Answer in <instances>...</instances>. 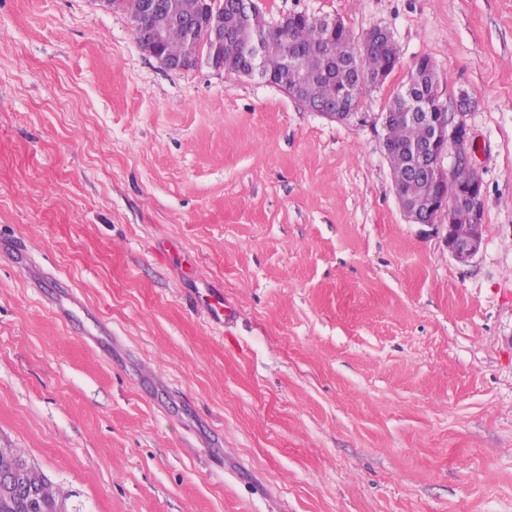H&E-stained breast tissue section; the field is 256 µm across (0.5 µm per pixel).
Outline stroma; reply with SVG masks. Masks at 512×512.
<instances>
[{"mask_svg":"<svg viewBox=\"0 0 512 512\" xmlns=\"http://www.w3.org/2000/svg\"><path fill=\"white\" fill-rule=\"evenodd\" d=\"M259 6L400 63L336 122L103 0H0V448L69 512H512V0ZM423 57L484 185L465 263L383 148ZM27 480L38 488L41 499L45 504L56 506L58 502H63L60 492L48 484L38 470L31 465H29V471L27 472Z\"/></svg>","mask_w":512,"mask_h":512,"instance_id":"obj_1","label":"stroma"}]
</instances>
